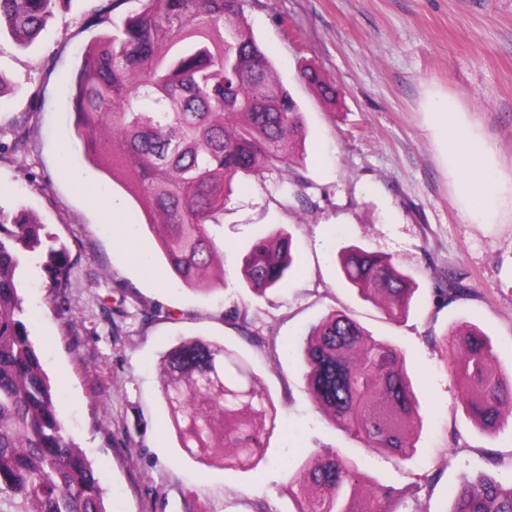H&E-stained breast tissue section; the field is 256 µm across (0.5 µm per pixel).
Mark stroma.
I'll list each match as a JSON object with an SVG mask.
<instances>
[{
	"instance_id": "obj_1",
	"label": "stroma",
	"mask_w": 512,
	"mask_h": 512,
	"mask_svg": "<svg viewBox=\"0 0 512 512\" xmlns=\"http://www.w3.org/2000/svg\"><path fill=\"white\" fill-rule=\"evenodd\" d=\"M87 0H72L30 47L0 33V210L34 214L69 252L66 303L49 299L40 268L20 293L30 338L58 416L86 453L111 512H292L283 464L336 452L356 459L366 491L389 488L393 512H450V491L484 466L512 479V415L484 430L466 414L445 335L464 324L491 339L512 376V0H249L253 34L306 118L299 174L310 206L289 198L290 174L241 177L209 231L224 250L215 289L177 283L141 204L86 157L59 77L74 70L105 26L83 28ZM316 69L336 88L325 99L302 81ZM448 105L488 148L502 184L491 218L468 208L455 157L435 133ZM27 144L16 148L18 133ZM107 195L130 238H115L94 198ZM287 228L298 269L258 298L242 255L258 236ZM355 243L391 257L418 284L408 317L386 318L341 279L338 250ZM473 293L437 307L448 276ZM245 313L253 344L226 311ZM346 309L406 359L419 398L417 452L408 460L365 447L316 404L301 339ZM239 350L268 390L280 422L257 470L210 467L183 451L161 395L162 355L184 339Z\"/></svg>"
}]
</instances>
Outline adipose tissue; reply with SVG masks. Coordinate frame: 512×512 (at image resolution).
I'll return each mask as SVG.
<instances>
[{"label":"adipose tissue","instance_id":"1","mask_svg":"<svg viewBox=\"0 0 512 512\" xmlns=\"http://www.w3.org/2000/svg\"><path fill=\"white\" fill-rule=\"evenodd\" d=\"M439 127L449 151L461 156L470 208L476 212L486 211L498 191L487 165L486 143L478 138H463L460 129L450 119H441Z\"/></svg>","mask_w":512,"mask_h":512}]
</instances>
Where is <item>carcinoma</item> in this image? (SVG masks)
Returning a JSON list of instances; mask_svg holds the SVG:
<instances>
[{"label": "carcinoma", "instance_id": "carcinoma-1", "mask_svg": "<svg viewBox=\"0 0 512 512\" xmlns=\"http://www.w3.org/2000/svg\"><path fill=\"white\" fill-rule=\"evenodd\" d=\"M70 2L0 0V25L27 47ZM121 2L98 0L91 9L92 24L106 23L112 33L92 42L78 73L60 77V85L86 152L144 205L147 225L162 228L160 249L174 275L205 291L217 256L208 226L220 223L224 197L242 175L291 168L305 118L256 42L246 0H141L140 10L116 16ZM301 78L336 97L315 69L304 68ZM32 260L53 302L65 303L66 247L25 214L4 224L0 210V512H109L91 463L58 418L57 395L29 336L19 289ZM242 263L250 290L275 288L296 266L291 234L276 229L256 238ZM337 265L362 300L383 297L391 319L408 316L417 284L391 258L351 244ZM469 292L453 278L434 290L436 303L448 306ZM458 335L464 352L449 369L460 400L477 425L494 430L512 409V381L479 327ZM301 360L335 425L404 460L415 454L418 398L395 346L334 310L312 326ZM161 392L188 455L228 447L217 466L240 472L262 462L278 412L235 350L181 342L161 364ZM362 480L348 456L304 458L288 472V492L295 512H388L377 498L356 504ZM451 512H512V481L477 471L454 491Z\"/></svg>", "mask_w": 512, "mask_h": 512}]
</instances>
